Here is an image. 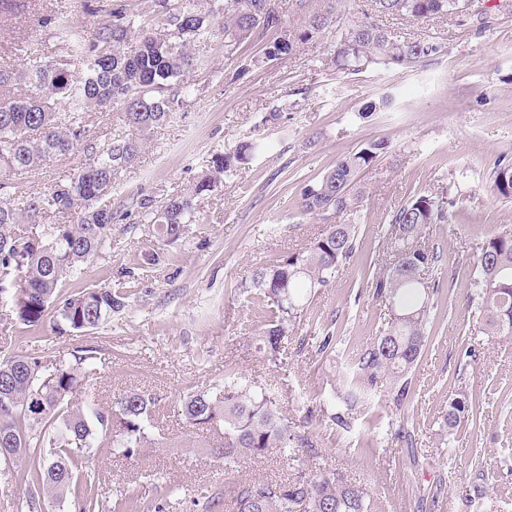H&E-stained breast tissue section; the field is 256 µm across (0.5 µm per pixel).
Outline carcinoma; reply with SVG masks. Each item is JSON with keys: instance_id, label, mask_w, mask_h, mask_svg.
Masks as SVG:
<instances>
[{"instance_id": "1", "label": "carcinoma", "mask_w": 512, "mask_h": 512, "mask_svg": "<svg viewBox=\"0 0 512 512\" xmlns=\"http://www.w3.org/2000/svg\"><path fill=\"white\" fill-rule=\"evenodd\" d=\"M267 0H151L145 14L133 18L124 9L89 35L70 27L56 28L71 56L85 62L76 76L69 61L44 64L29 60L14 70H0V300L12 304L17 320L39 326L53 319L60 336L101 328L126 306L124 291L83 285L74 294L58 293L62 280L81 274V265L105 247L112 223L126 217L112 209L116 170L134 165L151 130L166 123L177 109L193 101L195 85L185 76L196 66L191 44L214 35L220 26L224 42L236 48L258 33H276L255 67L279 60L297 48L332 34L328 56L320 63L338 73L373 66L407 68L439 58L447 46L432 37L398 38L363 12L349 23L336 22V4L309 12L296 27H285L278 4ZM372 12L430 20L447 15L485 24L487 11H471L472 0H372ZM161 25H156L155 20ZM119 112L124 131L104 141L87 138L91 112ZM80 149L89 162L33 194L14 180ZM260 140L243 141L213 155L193 191L171 196L153 212V236L163 246L178 241L195 214L194 200L210 192L221 176L250 164L264 151ZM387 143L369 141L336 161L322 178L304 188L298 210L303 215L333 212L349 218L331 224L308 247L255 268L240 283L269 309L259 350L278 367L283 341L302 318L312 292L325 287L359 250L357 220L363 191L358 175L386 153ZM496 198H512V164L497 165L490 178ZM448 187L419 193L386 216V245L393 252L387 272L372 278L374 295L388 301L394 316L387 327L356 354L347 388L351 409L368 404L386 381L401 405L411 390L410 375L422 358L436 322L448 307L416 271H432L441 255L423 242L425 230L448 223ZM48 220L34 235L23 224ZM472 300L488 335L512 343V232L493 234L482 243L470 274ZM97 359L93 347H78L71 357L14 355L0 360V462L26 464L19 477L28 494L22 512H53L66 501L82 477L83 464L100 448L125 457L158 445L152 435V394L129 392L111 406L80 405L75 398ZM473 396L456 392L448 399L443 423L453 430L474 416ZM183 414L197 429L224 426V445L213 454L224 460V477L235 485L232 512H369L364 488L334 473L301 471L288 480L242 482V459L264 456L271 448L288 455L312 448L306 431L288 424L278 397L255 389L235 367L225 369L224 383L185 396Z\"/></svg>"}]
</instances>
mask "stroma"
Masks as SVG:
<instances>
[{
    "label": "stroma",
    "instance_id": "1",
    "mask_svg": "<svg viewBox=\"0 0 512 512\" xmlns=\"http://www.w3.org/2000/svg\"><path fill=\"white\" fill-rule=\"evenodd\" d=\"M147 4L0 0V68L19 64L15 48L24 42L45 63L67 59L53 29L40 27L43 15L88 33L112 9L134 15ZM379 22L399 37H436L448 53L405 69L339 74L319 62L330 49L326 38L260 68L250 67L249 59L263 49L264 36L233 51L220 34L192 45L198 66L188 80L199 90L196 100L152 131L139 162L115 175L114 201L129 216L113 223L105 247L79 278L60 285L67 295L86 283L128 288L127 306L93 334L59 337L50 325L20 324L0 303V358L66 357L91 346L98 359L87 382L89 398L104 406L129 391L160 398L154 422L165 447L131 458L105 448L89 459L97 512H114L124 493L150 507L159 483L173 491L169 512H199L193 501L205 490L231 499L224 463L211 453L224 439L223 427L193 430L181 409L183 396L222 382L228 363L274 388L283 415L311 432L314 442L291 458L273 448L245 461L240 478L288 479L320 469L364 488L370 512H512V345L486 335L467 282L484 237L512 229V201L488 191L495 162L512 159V0H501L481 30L457 16H383ZM228 71L240 74L229 86ZM386 95L391 108L361 118L366 103ZM275 110L282 119L268 122ZM252 138L263 139L264 152L199 195L187 233L165 247L161 264L143 269L155 240L140 200L158 206L190 191L212 155ZM373 140L387 142L388 150L359 176L365 188L361 253L311 296L283 341L285 365L272 367L257 348L267 316L240 283L256 267L344 223V216L329 212L300 214L296 202L337 160ZM444 183L454 200L452 217L430 225L426 236L443 254L432 277L448 318L413 371L404 405L395 406L388 389H381L350 429H342L329 416L344 408L352 360L391 317L387 301L367 288L363 267L379 253L387 214ZM329 334L335 346L320 353ZM461 389L473 395L476 414L449 435L441 413ZM189 433L191 448L184 445Z\"/></svg>",
    "mask_w": 512,
    "mask_h": 512
}]
</instances>
